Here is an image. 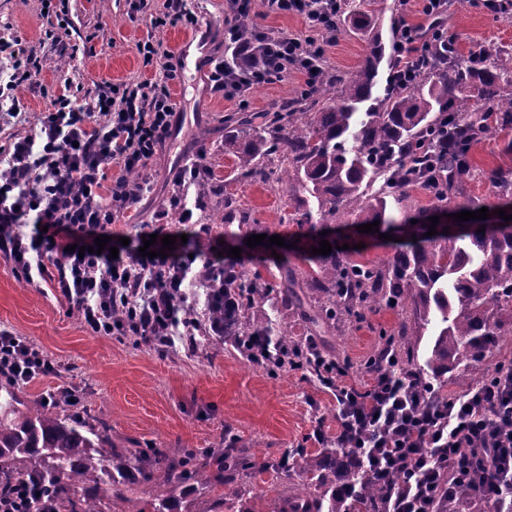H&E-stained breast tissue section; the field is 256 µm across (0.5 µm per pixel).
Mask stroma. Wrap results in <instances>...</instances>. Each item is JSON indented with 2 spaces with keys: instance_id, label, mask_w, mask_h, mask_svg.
Instances as JSON below:
<instances>
[{
  "instance_id": "1",
  "label": "stroma",
  "mask_w": 512,
  "mask_h": 512,
  "mask_svg": "<svg viewBox=\"0 0 512 512\" xmlns=\"http://www.w3.org/2000/svg\"><path fill=\"white\" fill-rule=\"evenodd\" d=\"M67 2L70 43L77 56L61 67L58 47L44 35L47 21L40 13V0H0V34L8 30L21 35L44 59L38 77L41 90H22L23 112L0 121V145L25 135L49 107L51 95L66 89L78 96L92 94L104 79L119 83L160 77L159 66L144 65L137 42L151 37L173 50L188 33L181 26L153 27L151 18L161 12L163 0H149L145 12L135 15L129 0ZM448 32L462 54L480 50L512 69V16L493 19L487 0H449ZM369 36V31L339 22L329 48L330 69H359ZM174 86L179 90L175 101L182 110L180 126L153 160L150 191L136 211L110 228L113 237L127 238L134 247L147 225L155 223L173 188L172 175L188 157L202 149L217 176L228 178L233 170L232 157L224 153V118L236 112L235 103L210 93L203 70L183 74ZM231 190L252 211L256 223L272 235L287 236L281 219L294 209L287 191L243 182L233 183ZM209 209L216 219L210 222L209 233L196 241L200 256H210L219 245L237 247L246 257L244 272L258 269L275 278L280 262L271 248L263 245L253 251L246 244L252 227L224 223L222 198H212ZM397 319V311L384 309L368 314L365 322L344 326L336 335L317 337L316 342L326 354L355 363L378 343L372 326L389 327ZM0 329L26 338L55 364L54 374L21 384L20 398L46 399L59 389L73 390L85 419L97 415L111 424L116 448L175 456L186 449L205 452L231 438L241 442L246 457L256 463L287 457L289 470L280 477L267 473L227 481L228 498L254 512H278L286 495L304 491L299 463L312 451L309 434L319 423L329 432L336 428V400L315 377L292 371L268 373L227 343L205 341L194 353L178 345L160 357L130 338L90 335L49 286L35 288L17 281L1 259Z\"/></svg>"
}]
</instances>
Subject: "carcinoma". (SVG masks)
<instances>
[{
    "mask_svg": "<svg viewBox=\"0 0 512 512\" xmlns=\"http://www.w3.org/2000/svg\"><path fill=\"white\" fill-rule=\"evenodd\" d=\"M346 17L355 27H374L367 12L347 0ZM395 80H387L384 95L372 98L381 62ZM403 57L386 53L381 36L368 43L363 66L345 76L322 71L320 91L306 111L284 101L276 112L253 125L247 112L224 121V154L235 158V178L267 183L266 171H282L280 185L303 205L306 192L318 202V223L306 212L296 220L301 263L284 259L277 289L267 287L261 272H225L224 281L240 290L238 318L242 332H272L271 319L260 310L270 296L296 314L313 313L317 323L334 332L344 324L360 323L385 307L403 314L396 327L372 328L378 348L359 369L367 371L388 358L412 365L411 357L436 324L426 359L434 375L451 374L466 392L488 381L485 362L501 354L504 326L512 324V220L479 233L487 221L468 220L449 233L426 236L429 218L447 211L459 185L473 176V146L497 131L512 129V71L484 56L458 55L456 41L441 36L424 48L415 74L402 77ZM375 100L365 112L360 105ZM487 179L498 207L512 215V168H494ZM382 181L378 192L369 188ZM420 188L434 201L428 210H412L408 189ZM204 201L224 197V223L252 224V212L224 190V181L207 177L197 186ZM400 217L386 215L387 199ZM421 220L411 223L414 217ZM379 222V232L398 240L392 259L361 262L348 249L314 254L319 233L331 224ZM414 307L413 318L406 317ZM288 352L305 358L304 342L278 329ZM0 402V497L14 482L27 479L51 492L46 507L32 512H119L136 509L139 485L154 490L153 512H177L181 485L192 482L210 495L205 512H224V474L255 469L235 447L206 453L188 451L166 460L147 451L125 454L112 446V426L99 421L88 426L70 411V403L36 400L22 408L11 387ZM112 464V493L99 495L100 474ZM301 468L315 499L293 495L280 512H381L389 488L399 476L381 483L363 482L361 493L347 506L332 496L336 486V454L323 450L302 458Z\"/></svg>",
    "mask_w": 512,
    "mask_h": 512,
    "instance_id": "carcinoma-1",
    "label": "carcinoma"
}]
</instances>
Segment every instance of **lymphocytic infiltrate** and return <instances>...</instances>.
Here are the masks:
<instances>
[{
    "label": "lymphocytic infiltrate",
    "mask_w": 512,
    "mask_h": 512,
    "mask_svg": "<svg viewBox=\"0 0 512 512\" xmlns=\"http://www.w3.org/2000/svg\"><path fill=\"white\" fill-rule=\"evenodd\" d=\"M341 0H263L267 14L306 19L308 35L286 34L253 22L251 0H226L224 50L209 56L210 91L239 108L250 107L260 84L299 74L313 87L326 61L321 37L336 28ZM423 23L405 25L401 51L412 52L448 30V0H420ZM144 64H158L157 82L106 84L78 99L57 96L30 133L7 146L0 169V257L27 284H46L83 325L99 336L132 337L166 355L178 336L224 341L223 324L197 316V304L212 308L224 298V272L238 269L231 255H211L196 264L186 244L166 257L147 258L120 247L108 254L78 255L120 215L135 208L151 183L152 161L172 137L177 104L169 90L179 71L162 42H139ZM0 113L13 117L23 103L19 88H38L43 65L26 41L0 37ZM204 155L187 159L173 179L161 219L176 215L190 223L201 201H189L193 183L207 176ZM328 359L321 382L336 399L334 433L316 426L310 439L342 449L336 498L358 493L349 472L373 481L403 477L384 503L385 512H437L460 487L503 503L512 496V363L489 382L439 399L420 387L412 368L381 369L363 383L347 382ZM0 369L15 382L53 372L41 351L12 332L0 331Z\"/></svg>",
    "instance_id": "f902f5d3"
}]
</instances>
